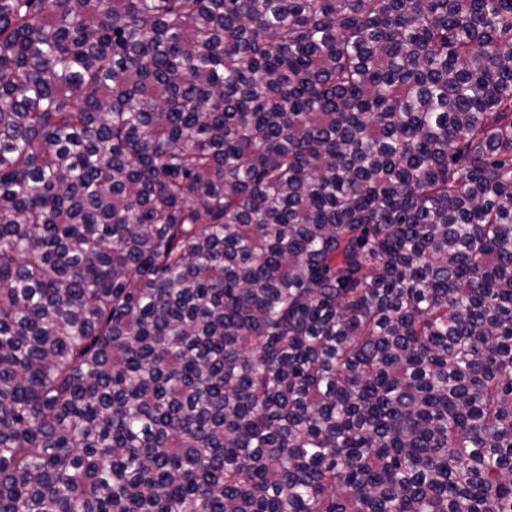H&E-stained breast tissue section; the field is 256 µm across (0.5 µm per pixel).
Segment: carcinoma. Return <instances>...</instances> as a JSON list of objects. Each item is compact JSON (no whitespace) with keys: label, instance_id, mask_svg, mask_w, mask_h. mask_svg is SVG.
Wrapping results in <instances>:
<instances>
[{"label":"carcinoma","instance_id":"carcinoma-1","mask_svg":"<svg viewBox=\"0 0 512 512\" xmlns=\"http://www.w3.org/2000/svg\"><path fill=\"white\" fill-rule=\"evenodd\" d=\"M0 512H512V0H0Z\"/></svg>","mask_w":512,"mask_h":512}]
</instances>
